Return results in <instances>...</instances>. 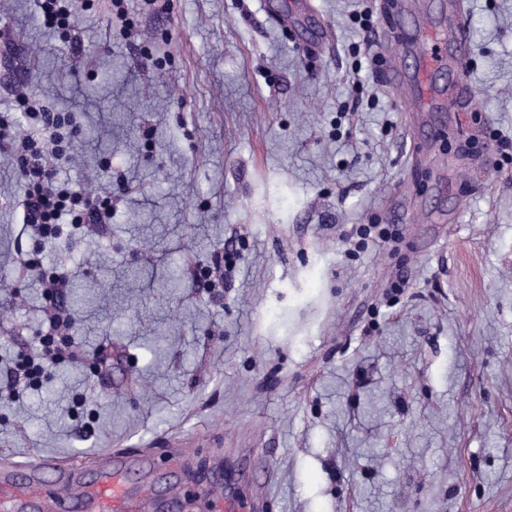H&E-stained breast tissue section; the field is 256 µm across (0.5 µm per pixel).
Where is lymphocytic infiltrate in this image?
Returning a JSON list of instances; mask_svg holds the SVG:
<instances>
[{
  "instance_id": "obj_1",
  "label": "lymphocytic infiltrate",
  "mask_w": 512,
  "mask_h": 512,
  "mask_svg": "<svg viewBox=\"0 0 512 512\" xmlns=\"http://www.w3.org/2000/svg\"><path fill=\"white\" fill-rule=\"evenodd\" d=\"M16 101L25 117L32 120L33 131L17 136L11 121L1 117L0 142L11 141L25 179L23 222L26 228L46 241L54 238L56 225L65 216L79 229L111 223V197L92 203L78 184L59 176L61 162L69 157L64 118L47 107L36 106L27 93H18ZM17 270L21 273L37 271L51 302L44 312L38 348L19 352L10 368L13 386L28 387L42 382L52 366L76 360L77 353L68 341L74 316L63 301V290L67 286L64 273L35 270L31 262L22 258L17 261Z\"/></svg>"
}]
</instances>
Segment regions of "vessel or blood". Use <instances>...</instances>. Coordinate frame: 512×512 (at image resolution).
Here are the masks:
<instances>
[{
  "label": "vessel or blood",
  "instance_id": "vessel-or-blood-1",
  "mask_svg": "<svg viewBox=\"0 0 512 512\" xmlns=\"http://www.w3.org/2000/svg\"><path fill=\"white\" fill-rule=\"evenodd\" d=\"M424 75L419 99L423 108H439L430 74L445 51L442 35L425 31L419 47ZM75 469L68 461H40L0 476V512H149L150 500L129 491L125 485L126 468L119 463H107L98 468L95 479L85 486L79 497H71L69 483ZM53 473L54 487L46 489L44 473Z\"/></svg>",
  "mask_w": 512,
  "mask_h": 512
}]
</instances>
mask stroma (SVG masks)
<instances>
[{
	"label": "stroma",
	"instance_id": "stroma-1",
	"mask_svg": "<svg viewBox=\"0 0 512 512\" xmlns=\"http://www.w3.org/2000/svg\"><path fill=\"white\" fill-rule=\"evenodd\" d=\"M124 7L68 32L0 0V115L26 129L22 86L72 117L61 173L113 205L22 233L0 146V388L45 304L17 254L67 275L81 355L0 397V469L149 455L177 512L229 475L254 512H512V0ZM455 16L467 86L416 116L417 35Z\"/></svg>",
	"mask_w": 512,
	"mask_h": 512
}]
</instances>
